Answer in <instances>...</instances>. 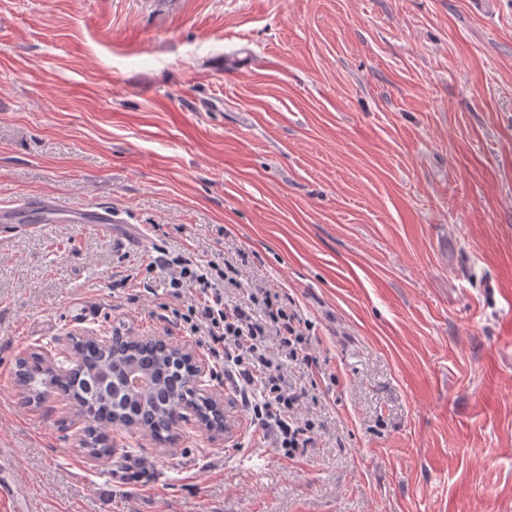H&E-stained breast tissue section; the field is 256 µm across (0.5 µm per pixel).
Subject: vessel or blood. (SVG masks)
Wrapping results in <instances>:
<instances>
[{"instance_id": "obj_1", "label": "vessel or blood", "mask_w": 512, "mask_h": 512, "mask_svg": "<svg viewBox=\"0 0 512 512\" xmlns=\"http://www.w3.org/2000/svg\"><path fill=\"white\" fill-rule=\"evenodd\" d=\"M119 213L109 206L73 208L55 194H40L18 203L0 205V234L15 236L36 230L42 224H88L111 233L120 223Z\"/></svg>"}]
</instances>
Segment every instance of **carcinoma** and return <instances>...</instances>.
Here are the masks:
<instances>
[{
    "label": "carcinoma",
    "mask_w": 512,
    "mask_h": 512,
    "mask_svg": "<svg viewBox=\"0 0 512 512\" xmlns=\"http://www.w3.org/2000/svg\"><path fill=\"white\" fill-rule=\"evenodd\" d=\"M72 350L81 366L70 375L51 376L49 358L33 353L16 360L15 376L28 404L38 406L52 392L75 402L89 420L82 439L86 453L99 459L110 458L111 429H121L125 423L139 421L148 414L167 421L182 402L192 404L198 420L213 430L224 427V421L215 417L209 399L196 393L190 382L189 365L182 363L175 352L132 341L115 353L76 336L72 337ZM131 365L149 376V383L136 396L125 385V374Z\"/></svg>",
    "instance_id": "cac0c4a2"
}]
</instances>
